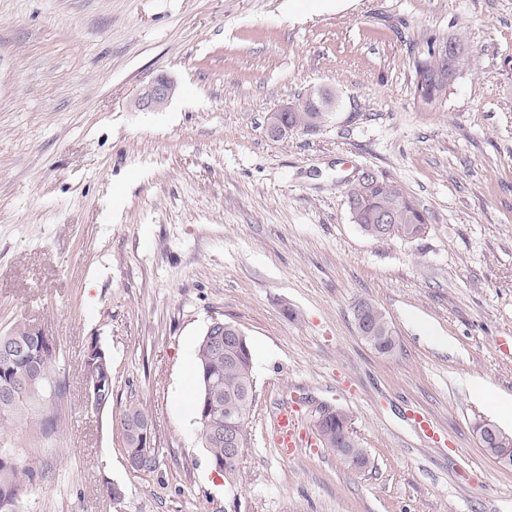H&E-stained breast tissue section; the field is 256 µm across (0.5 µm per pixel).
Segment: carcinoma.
<instances>
[{
    "instance_id": "carcinoma-1",
    "label": "carcinoma",
    "mask_w": 512,
    "mask_h": 512,
    "mask_svg": "<svg viewBox=\"0 0 512 512\" xmlns=\"http://www.w3.org/2000/svg\"><path fill=\"white\" fill-rule=\"evenodd\" d=\"M438 65V54L428 49L427 54L414 61V103L426 112L435 109L447 93L449 82L437 81L432 73ZM326 113L304 109L288 113V129H307L324 121ZM347 205L354 223L368 236L382 239L395 237L416 239L425 232L428 217L403 188L385 174L354 183L346 192ZM389 215L390 224L381 226L377 215ZM354 313L363 315L374 336L367 341L375 351L384 355L394 353L397 344L395 331L386 315L374 303L360 300ZM224 343L211 345L201 338L196 349L197 392L194 412L197 419L207 418L214 423L226 421L231 411L250 413L255 401L253 356L249 344L229 338L224 331ZM28 324L16 322L0 333V512H17V504L25 484L39 475L36 462H17L4 433L13 428L29 427L48 435L60 418L62 392L55 387V396H45L52 381L55 354L40 352L31 342ZM41 366L42 376L31 375L35 366ZM321 444L350 465L366 466L367 452L354 435L351 418L341 409L318 424ZM201 439L210 460L224 464V440L201 433ZM485 448L494 456L512 454V436L504 433L498 439L486 440Z\"/></svg>"
}]
</instances>
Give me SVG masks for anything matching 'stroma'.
Segmentation results:
<instances>
[{
	"mask_svg": "<svg viewBox=\"0 0 512 512\" xmlns=\"http://www.w3.org/2000/svg\"><path fill=\"white\" fill-rule=\"evenodd\" d=\"M448 35L465 59L419 111L413 60ZM160 77L173 98L138 110ZM318 91L324 122L269 134ZM365 167L426 211L418 239L352 222ZM362 299L392 323L393 355L358 335ZM215 318L254 357L234 486L180 403ZM20 320L53 337L65 396L50 436L9 432L42 468L19 512H512V469L477 433L512 422L473 389L512 395V0H0V332ZM94 341L112 366L101 412ZM283 402L307 439L290 459ZM132 404L151 417L152 472L127 467ZM324 405L350 415L364 468L320 445ZM88 354L92 364L87 367L85 372L87 404L96 411H101L107 403V398L108 403L105 409L112 404L111 376L106 370L105 353L97 342L91 343Z\"/></svg>",
	"mask_w": 512,
	"mask_h": 512,
	"instance_id": "obj_1",
	"label": "stroma"
}]
</instances>
